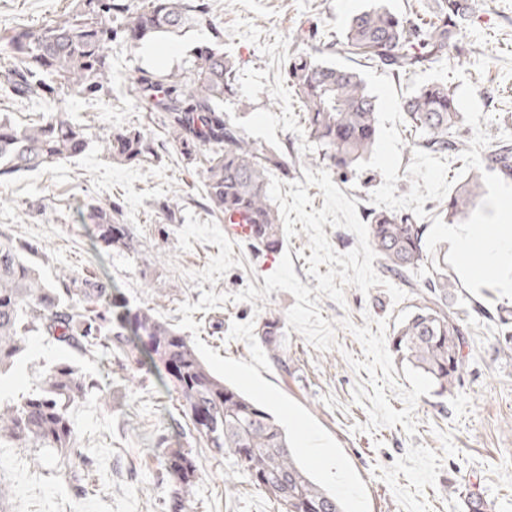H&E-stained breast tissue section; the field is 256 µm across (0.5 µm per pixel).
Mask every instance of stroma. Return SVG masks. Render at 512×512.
<instances>
[{
	"label": "stroma",
	"mask_w": 512,
	"mask_h": 512,
	"mask_svg": "<svg viewBox=\"0 0 512 512\" xmlns=\"http://www.w3.org/2000/svg\"><path fill=\"white\" fill-rule=\"evenodd\" d=\"M431 0H215L213 26L197 25L158 38L172 50L156 63L145 47L109 48L112 83L98 99L62 90L45 105L5 96L11 64L0 58V113L18 125L52 110L84 125L88 150L45 170L27 171L0 182V236L32 246L43 276L99 277L114 295L134 305L155 308L170 323L182 319V302L198 303L202 292L224 293L228 302L193 313L199 337L220 357L249 360L246 342L229 339L232 323L285 317L295 304L286 291L270 292L255 303L231 296L254 285L282 259L238 240L232 257L238 267L218 283L196 285L192 272L206 267L220 249L194 243L178 247L186 212L199 222L211 220L201 174L174 149L159 161L120 164L107 157L102 143L116 126H139L164 142L149 113L138 111L126 88L138 70L167 72L193 50L208 44L213 30L238 62L237 99L224 103L256 145L277 148L288 159L282 192L303 180L315 149L304 134V111L284 77V63L300 47L293 32L307 24L341 33L350 17L381 4L415 22L429 18ZM71 0H0V38L20 28L36 29L65 14ZM357 69L378 103L375 151L356 175L338 180L346 197L356 200L362 222L373 212L393 210L416 215L425 224L426 246L447 249L443 207L472 166L481 164L498 135L512 138V0H477L474 22L461 34L460 52L447 69H422L397 77L360 59ZM447 77L455 88L463 122L459 151L434 154L412 143L400 110L403 97L430 81ZM246 100L248 108L238 107ZM118 203L130 233L124 249L106 247L95 225L84 223L86 203ZM495 270H487L483 288L459 286L448 291V310L467 328L466 367L453 394L435 387L389 348L394 328L417 302L407 289L393 302L384 287L369 293L345 289V300L321 298L324 319L335 330L337 345L317 350L296 331L286 332L287 369L271 367L262 377L304 406L340 444L367 488L370 512H466L469 497L481 499L486 512H512V351L507 350L496 319L508 296L495 288ZM61 361L99 382L98 389L74 407L81 448L94 459L82 473V495L61 479L56 463L38 461L32 450L0 447V484L9 491V512H165L167 485L157 439L168 447L190 442V421L175 393L167 391L162 371L150 363L138 338L125 353L89 357L34 337L24 364L0 386V399L29 390L39 374ZM198 476L194 512H279L277 504L255 487L233 456L195 445Z\"/></svg>",
	"instance_id": "1"
}]
</instances>
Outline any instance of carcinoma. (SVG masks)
<instances>
[{
	"label": "carcinoma",
	"mask_w": 512,
	"mask_h": 512,
	"mask_svg": "<svg viewBox=\"0 0 512 512\" xmlns=\"http://www.w3.org/2000/svg\"><path fill=\"white\" fill-rule=\"evenodd\" d=\"M474 16V0H432L430 20L421 25L382 6L371 7L353 15L325 46L406 76L448 64L460 32ZM203 23L211 24L209 0H74L59 19L0 40V50L18 63L6 95L29 102L53 97L62 88L95 95L111 80L108 42L135 48L158 34ZM316 53L314 48L289 57L284 73L303 103L305 135L316 148L312 162L345 178L373 152L377 99L356 69L324 61ZM237 73L235 60L215 42L198 47L178 73L139 72L127 95L150 113L187 164L200 168L208 210L222 215L226 224L251 225V242L276 252L282 228L269 197L268 176L274 170L288 173V161L275 148L257 147L224 113V97L234 92ZM400 107L414 145L435 154L459 150L462 112L448 78L422 86ZM88 146L85 128L67 118L48 113L19 126L0 115V181L81 155ZM105 151L120 163H144L158 156V144L140 127L119 126L105 141ZM482 164L484 170L511 179L512 142L499 139ZM479 188V175L464 180L445 204L448 218H464ZM83 218L97 226L105 246H128L117 207L90 204ZM425 232L426 225L411 213L376 212L369 224L372 247L385 272L410 287V275L429 264ZM429 273L428 296L402 321L390 346L443 395L460 381L467 331L444 311L448 289L455 287L448 266H433ZM35 335L91 356L123 353L129 337H137L150 361L164 368L163 384L181 399L195 439L234 456L253 485L282 512H342L338 501L295 462L286 432L273 415L217 377L195 344L154 309L131 306L95 278L46 280L29 246L0 240V383ZM257 335L272 363L288 369L280 319H265ZM93 388L95 381L73 365L55 364L31 393L0 407V441L59 459L61 476L79 481L92 459L78 447L71 409ZM162 453L167 512H192L198 471L193 449L164 448Z\"/></svg>",
	"instance_id": "cac0c4a2"
}]
</instances>
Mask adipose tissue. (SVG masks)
I'll return each mask as SVG.
<instances>
[{
	"label": "adipose tissue",
	"mask_w": 512,
	"mask_h": 512,
	"mask_svg": "<svg viewBox=\"0 0 512 512\" xmlns=\"http://www.w3.org/2000/svg\"><path fill=\"white\" fill-rule=\"evenodd\" d=\"M448 248L453 255L463 281L472 287L484 283V266L498 272V285L512 291V195H502L493 224H452L445 231ZM483 264H475V257Z\"/></svg>",
	"instance_id": "1"
}]
</instances>
